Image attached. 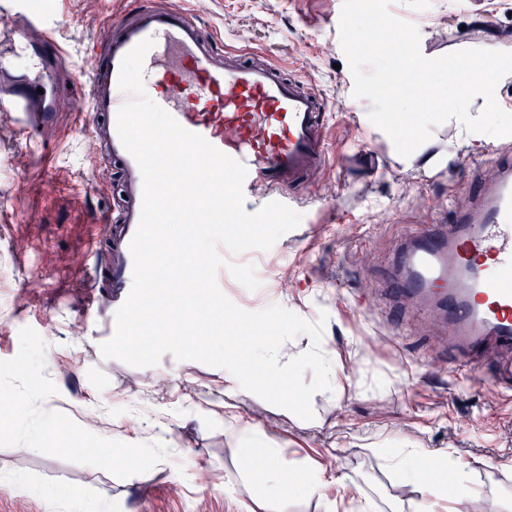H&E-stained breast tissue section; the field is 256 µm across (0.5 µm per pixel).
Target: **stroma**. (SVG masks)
Returning a JSON list of instances; mask_svg holds the SVG:
<instances>
[{
	"label": "stroma",
	"mask_w": 512,
	"mask_h": 512,
	"mask_svg": "<svg viewBox=\"0 0 512 512\" xmlns=\"http://www.w3.org/2000/svg\"><path fill=\"white\" fill-rule=\"evenodd\" d=\"M144 0H29L43 13L64 63L54 83L61 112L56 133L27 142L10 112H0V392L22 402L10 411L12 434L0 433V512H52L42 490L66 484L76 497L113 512H245L254 495L241 478L242 458L209 418L224 402V370L163 355L152 367L104 358L116 305L91 300L88 274L94 217L118 203L119 171L98 156L79 120L81 91L94 44L114 14ZM197 18L224 48L259 56L301 77L330 114L328 165L303 189L300 224L269 250L226 254L254 265L271 300H255L232 274L218 286L249 312L268 304L299 309L323 323L321 348L344 367L338 396L313 393L312 367L286 372L279 391L254 379L243 396L247 421L283 450L285 468L303 475L318 463L354 481L379 505L421 500L384 455L426 448L468 466L483 512L512 497V387L486 361L478 380L448 373V335L416 310L397 314L382 295L399 240L465 206L468 181L490 172L512 137L469 138L453 121L426 141L431 165L399 155L368 118L369 100L354 80L339 38L342 0H161ZM394 17L414 24L423 56L512 45V0H389ZM307 397L287 419L288 392ZM100 402L96 421L82 406ZM59 420L41 452L20 451L29 428ZM168 424L171 446L129 465L77 454L97 445L96 427L120 420L137 428ZM23 477L37 494L14 485Z\"/></svg>",
	"instance_id": "stroma-1"
}]
</instances>
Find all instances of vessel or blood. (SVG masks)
<instances>
[{
    "instance_id": "1",
    "label": "vessel or blood",
    "mask_w": 512,
    "mask_h": 512,
    "mask_svg": "<svg viewBox=\"0 0 512 512\" xmlns=\"http://www.w3.org/2000/svg\"><path fill=\"white\" fill-rule=\"evenodd\" d=\"M12 36L21 51L57 68L60 57L48 49L52 38L43 17L21 11L8 0ZM39 38H31V31ZM153 38L144 60L148 96L183 128L203 136L239 161L246 210L272 201L296 207L297 191L328 161L327 121L321 96L304 80L285 76L270 61L246 63L219 50L215 37L183 12L149 4L114 21L113 33L94 48L82 114L104 156L117 162L123 198L117 212L100 217L108 243L93 280L111 276V286L127 298L132 286L130 242L142 210L143 178L117 131V113L127 96L118 87L125 55ZM14 112L25 132L47 134L57 126L58 105L37 94L25 77L12 74L0 59V110ZM468 207L450 221L423 225L402 239L399 262L390 273L386 296L405 307L441 314L452 326L451 346L466 366L478 367L497 351L496 379L512 380V154L499 161L490 180L473 184Z\"/></svg>"
}]
</instances>
